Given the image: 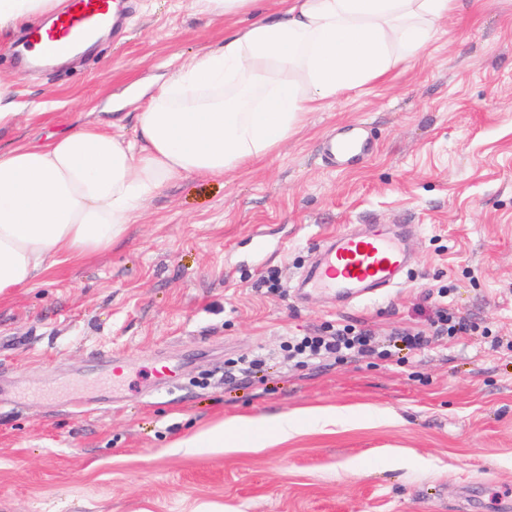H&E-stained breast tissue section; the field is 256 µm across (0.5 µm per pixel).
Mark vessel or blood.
<instances>
[{
  "mask_svg": "<svg viewBox=\"0 0 512 512\" xmlns=\"http://www.w3.org/2000/svg\"><path fill=\"white\" fill-rule=\"evenodd\" d=\"M120 0H66L50 27L29 29L21 50L39 47V63L47 64L88 42L110 24H119ZM373 142L363 127L351 126L326 139L321 155L328 165H348L364 159ZM406 236L392 224H370L325 240L320 253L301 273L298 289L328 294L351 304L386 293L401 284L410 267Z\"/></svg>",
  "mask_w": 512,
  "mask_h": 512,
  "instance_id": "obj_1",
  "label": "vessel or blood"
}]
</instances>
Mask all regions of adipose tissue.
<instances>
[{
	"instance_id": "ef3b65f1",
	"label": "adipose tissue",
	"mask_w": 512,
	"mask_h": 512,
	"mask_svg": "<svg viewBox=\"0 0 512 512\" xmlns=\"http://www.w3.org/2000/svg\"><path fill=\"white\" fill-rule=\"evenodd\" d=\"M458 0H288L198 53L156 90L133 138L86 124L43 145L0 149V297L58 265L111 249L144 203L187 176L220 177L274 151L304 116L386 78L420 56ZM59 0H0V35L54 13ZM334 425L309 408L275 422L232 417L190 448H262L302 422Z\"/></svg>"
}]
</instances>
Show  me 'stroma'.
<instances>
[{"label":"stroma","mask_w":512,"mask_h":512,"mask_svg":"<svg viewBox=\"0 0 512 512\" xmlns=\"http://www.w3.org/2000/svg\"><path fill=\"white\" fill-rule=\"evenodd\" d=\"M250 21L135 0L119 34L47 70L0 37L21 112L0 147L83 123L133 136L131 87L157 89ZM353 123L377 152L327 166L323 141ZM357 224L415 225L406 282L352 305L298 298L311 255ZM442 309L468 331L401 362L303 366L283 349L339 323L430 332ZM256 355L263 372L226 379ZM163 364L177 376L160 388ZM311 407L347 421L264 448L177 445ZM374 410L388 421L363 423ZM472 485L475 512L512 492V0H459L421 59L308 113L246 169L168 184L110 250L0 298V512H474Z\"/></svg>","instance_id":"stroma-1"}]
</instances>
